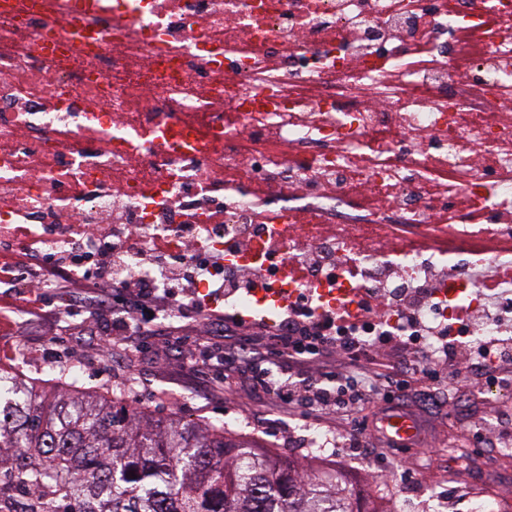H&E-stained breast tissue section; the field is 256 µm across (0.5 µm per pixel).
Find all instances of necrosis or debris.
Here are the masks:
<instances>
[{
    "instance_id": "necrosis-or-debris-1",
    "label": "necrosis or debris",
    "mask_w": 512,
    "mask_h": 512,
    "mask_svg": "<svg viewBox=\"0 0 512 512\" xmlns=\"http://www.w3.org/2000/svg\"><path fill=\"white\" fill-rule=\"evenodd\" d=\"M14 224L48 251L129 225L121 268L154 285L140 246L202 234L317 317L358 313L352 257L472 311L468 351L501 332L479 271L512 290V0H0Z\"/></svg>"
}]
</instances>
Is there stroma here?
<instances>
[{
  "label": "stroma",
  "instance_id": "1",
  "mask_svg": "<svg viewBox=\"0 0 512 512\" xmlns=\"http://www.w3.org/2000/svg\"><path fill=\"white\" fill-rule=\"evenodd\" d=\"M56 329V318L51 314L23 321L20 338L26 343L28 357L16 360V368L28 376L52 381L60 378L63 368L76 367L77 387L128 388L153 418L176 416L185 421L223 425L225 432L288 455L300 466L315 463L346 470L356 477L363 493L374 498L397 500L407 482L404 471L408 468L415 471L419 485L439 496H447L453 486L463 481L474 484L483 494L491 489L487 475L502 465L496 447L479 445L474 434L500 412L512 415V398L492 399L480 393L478 385L460 377L448 380L446 396L452 409L439 411L432 419L426 432L427 444L412 446L407 453L380 461L339 449V442L352 430L349 424L282 417L244 382L231 395L201 387V379L186 352L177 347L158 342L150 351L121 365L89 364L82 355L92 352L100 334L72 338L71 350L63 351L53 341ZM313 429L322 436L317 447L308 443Z\"/></svg>",
  "mask_w": 512,
  "mask_h": 512
}]
</instances>
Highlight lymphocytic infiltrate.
<instances>
[{"label":"lymphocytic infiltrate","instance_id":"f902f5d3","mask_svg":"<svg viewBox=\"0 0 512 512\" xmlns=\"http://www.w3.org/2000/svg\"><path fill=\"white\" fill-rule=\"evenodd\" d=\"M75 236L74 247L60 257L35 243L19 252L10 248L0 252V335L12 339L11 344L0 346L1 363L17 359L23 349L16 339L17 313L26 311L33 319L42 316L48 300L43 282L50 280L64 288L78 274L87 280L89 296L68 299L57 310L71 333H84L91 309L120 311L122 317L113 327L122 334L125 354L133 357L141 353L146 336L132 312L144 310L146 304L170 314L169 322L156 328L160 335L174 332L177 323L185 320L218 321L224 327L223 335L206 330L195 339L193 357L201 376L215 368L227 377L240 375L254 389L271 395L277 410L284 413L358 414L348 438L354 449L375 448L383 453L392 448V440L379 431L381 416L409 402L420 414H428L426 402L432 393L442 391L447 368L459 375L479 373L493 384L512 381V323L503 322V337L471 348L465 361L455 362V329L471 324L473 316L463 309L451 322H421L417 308L430 297L426 288L407 292L401 321L395 327L384 320L383 307L391 303L390 293L373 288L362 294L356 315L343 311L316 319L305 301L292 302L285 319L268 332L260 349L246 336L247 325L239 315L217 310L225 293L224 281L211 270L219 266L220 255L201 248L190 256L188 265L173 266L163 244L154 243L145 254L146 262L170 268L165 288L158 290L145 281H122L112 274V245L131 241L128 225H110L107 235L95 242L80 230ZM388 348L404 350L405 363L392 372L375 371L380 353ZM331 349L338 353L333 362L324 358ZM264 352L282 359L292 367V374L281 378L256 367V359Z\"/></svg>","mask_w":512,"mask_h":512}]
</instances>
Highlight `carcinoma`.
Here are the masks:
<instances>
[{"label": "carcinoma", "instance_id": "cac0c4a2", "mask_svg": "<svg viewBox=\"0 0 512 512\" xmlns=\"http://www.w3.org/2000/svg\"><path fill=\"white\" fill-rule=\"evenodd\" d=\"M0 512L380 510L344 475L305 474L222 427L153 420L121 392L0 363Z\"/></svg>", "mask_w": 512, "mask_h": 512}]
</instances>
